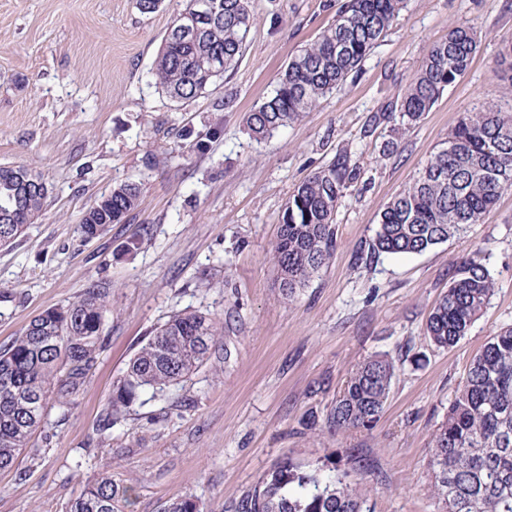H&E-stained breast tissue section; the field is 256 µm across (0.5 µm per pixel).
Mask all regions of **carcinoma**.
I'll return each mask as SVG.
<instances>
[{
  "instance_id": "carcinoma-1",
  "label": "carcinoma",
  "mask_w": 512,
  "mask_h": 512,
  "mask_svg": "<svg viewBox=\"0 0 512 512\" xmlns=\"http://www.w3.org/2000/svg\"><path fill=\"white\" fill-rule=\"evenodd\" d=\"M194 13L192 0L175 18L157 56L156 84L174 102L202 96L237 66L255 22L252 0H209ZM407 0H344L333 26L293 55L273 93L246 117L257 141L298 122L344 85L406 7ZM477 48L473 31L454 26L433 45L400 96L371 118L394 124L399 135L431 111L448 86L468 70ZM351 155L341 150L304 180L284 204L271 248L278 288L289 300L336 250L335 217L345 191L359 177ZM512 187V109L487 106L468 112L448 133L446 146L426 162L416 179L379 215L365 259L381 254H421L479 224ZM141 188L123 182L81 216V240L123 223L139 202ZM46 180L22 165H0V247L19 243L42 215ZM494 282L478 259L464 260L432 311L427 337L449 348L467 335L488 304ZM112 284L99 280L72 301L43 310L10 344L0 348V472L18 465L32 436L45 424L49 399L66 413L97 364L109 337ZM224 323L185 308L147 337L112 385L98 431L105 433L146 393L156 396L191 377L210 356ZM395 368L371 356L356 365L326 418L339 434L371 429L387 402ZM432 491L445 512H512V326L490 336L472 359L454 401L431 439ZM129 488L103 473L65 512H122ZM160 512H201L191 495L173 498ZM248 512H373L360 483L305 471L286 458L254 488Z\"/></svg>"
}]
</instances>
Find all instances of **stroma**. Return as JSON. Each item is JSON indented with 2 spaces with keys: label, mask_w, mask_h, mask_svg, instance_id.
Segmentation results:
<instances>
[{
  "label": "stroma",
  "mask_w": 512,
  "mask_h": 512,
  "mask_svg": "<svg viewBox=\"0 0 512 512\" xmlns=\"http://www.w3.org/2000/svg\"><path fill=\"white\" fill-rule=\"evenodd\" d=\"M342 0H254L243 59L203 97L170 100L151 73L185 0L141 13L137 0H0V164L44 177L42 217L0 248V345L45 308L112 284V331L56 435L37 431L0 473V512H64L104 470L133 487L132 512L191 495L202 512H242L282 459L363 479L374 512H442L430 493L432 434L467 365L512 325V188L483 222L421 253L355 263L381 210L408 186L464 113L512 106L497 61L512 45V0H409L357 73L303 120L264 142L244 117L289 58L317 40ZM477 50L466 74L401 138L370 119L393 101L449 27ZM207 146L194 150L199 135ZM396 151L382 155L387 141ZM345 149L361 167L336 212V253L293 300L270 250L293 190ZM136 182L138 208L84 242L82 213ZM133 238L141 245L127 253ZM479 256L489 305L454 347L425 337L457 265ZM194 308L224 323L210 359L164 395L142 396L102 443L93 439L113 382L151 331ZM381 354L395 377L371 430L331 434L325 417L351 368Z\"/></svg>",
  "instance_id": "obj_1"
}]
</instances>
